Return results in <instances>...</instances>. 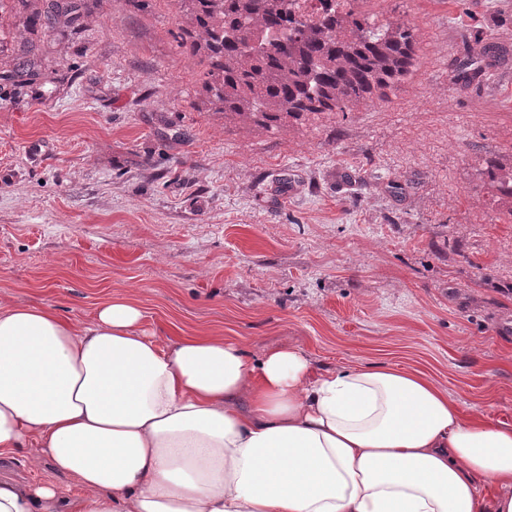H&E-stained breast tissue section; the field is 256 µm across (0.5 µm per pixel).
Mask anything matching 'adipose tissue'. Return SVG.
<instances>
[{"instance_id": "1", "label": "adipose tissue", "mask_w": 512, "mask_h": 512, "mask_svg": "<svg viewBox=\"0 0 512 512\" xmlns=\"http://www.w3.org/2000/svg\"><path fill=\"white\" fill-rule=\"evenodd\" d=\"M145 319L124 295L86 323L0 306V457L32 444L71 479L0 480V512H512V424L424 371Z\"/></svg>"}]
</instances>
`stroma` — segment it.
Returning <instances> with one entry per match:
<instances>
[{
	"label": "stroma",
	"instance_id": "35a3bbf8",
	"mask_svg": "<svg viewBox=\"0 0 512 512\" xmlns=\"http://www.w3.org/2000/svg\"><path fill=\"white\" fill-rule=\"evenodd\" d=\"M79 35L0 13V304L88 320L108 295L151 329L227 336L254 358L426 370L512 422V222L487 164L512 165V0H365L419 57L385 102L266 129L200 93L172 0H88ZM493 59L463 85L466 47ZM38 451L0 478L67 484ZM30 54L31 50H28L26 55L19 59L10 74L0 75V80L25 81L37 79L41 75V63L35 55L31 56Z\"/></svg>",
	"mask_w": 512,
	"mask_h": 512
}]
</instances>
